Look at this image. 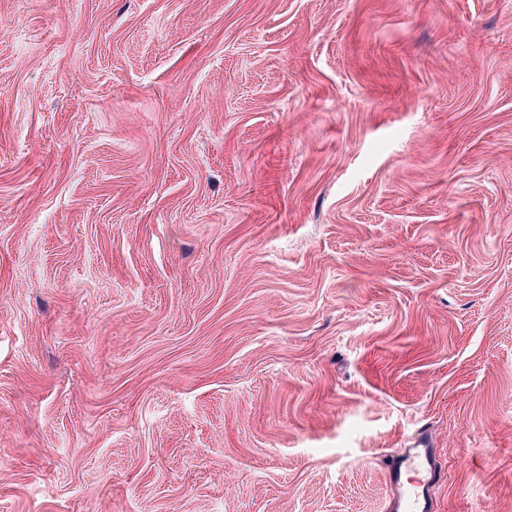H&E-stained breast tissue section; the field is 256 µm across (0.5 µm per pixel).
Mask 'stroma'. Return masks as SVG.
<instances>
[{
	"instance_id": "obj_1",
	"label": "stroma",
	"mask_w": 512,
	"mask_h": 512,
	"mask_svg": "<svg viewBox=\"0 0 512 512\" xmlns=\"http://www.w3.org/2000/svg\"><path fill=\"white\" fill-rule=\"evenodd\" d=\"M512 512V0H0V512ZM421 447V448H419ZM403 472L414 476L403 479ZM442 478L432 448L421 443L404 448L389 471L391 495L387 510L392 512H434L430 488Z\"/></svg>"
}]
</instances>
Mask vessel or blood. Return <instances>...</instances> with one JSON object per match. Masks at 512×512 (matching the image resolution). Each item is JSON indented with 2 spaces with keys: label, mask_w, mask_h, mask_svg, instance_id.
<instances>
[{
  "label": "vessel or blood",
  "mask_w": 512,
  "mask_h": 512,
  "mask_svg": "<svg viewBox=\"0 0 512 512\" xmlns=\"http://www.w3.org/2000/svg\"><path fill=\"white\" fill-rule=\"evenodd\" d=\"M441 477L431 448L403 449L389 472V512H434L429 490Z\"/></svg>",
  "instance_id": "obj_1"
}]
</instances>
